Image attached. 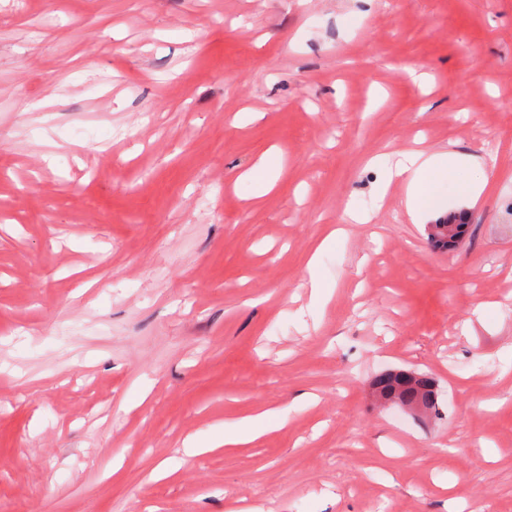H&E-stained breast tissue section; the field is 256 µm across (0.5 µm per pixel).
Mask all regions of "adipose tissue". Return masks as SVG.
<instances>
[{
	"mask_svg": "<svg viewBox=\"0 0 512 512\" xmlns=\"http://www.w3.org/2000/svg\"><path fill=\"white\" fill-rule=\"evenodd\" d=\"M465 165L480 171L482 161L475 156L466 157L451 151L403 152L393 166L387 167L377 194L381 197L385 196L392 181L404 182L407 187V210L409 214L414 215L436 206L441 197L444 179L453 176L460 167ZM486 180V174L480 171L478 178L466 184L465 194L475 199L479 198L486 186ZM286 422V410L265 409L215 431L205 445L211 448L242 445L259 437L266 428L273 425L281 427Z\"/></svg>",
	"mask_w": 512,
	"mask_h": 512,
	"instance_id": "adipose-tissue-1",
	"label": "adipose tissue"
}]
</instances>
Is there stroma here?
<instances>
[{
	"mask_svg": "<svg viewBox=\"0 0 512 512\" xmlns=\"http://www.w3.org/2000/svg\"><path fill=\"white\" fill-rule=\"evenodd\" d=\"M409 149L495 160L453 252L377 197ZM510 346L512 0H0V512H512ZM318 265V256H312L308 262L307 270L311 285V299L318 303L322 308L325 306L331 296V289L327 288L317 277L316 269ZM414 376L412 373H406ZM404 373L389 374L380 382V396L386 400L395 398H407L419 396L423 399L425 409L431 414H438L437 392L434 383L422 376L417 380L416 386L411 385V380ZM287 422V412L284 409H264L256 414L243 417L236 422L224 425V429L216 430L206 446H200L199 441L188 440L184 447L185 456H193L203 448H220L246 444L257 437L270 426L283 427Z\"/></svg>",
	"mask_w": 512,
	"mask_h": 512,
	"instance_id": "obj_1",
	"label": "stroma"
}]
</instances>
